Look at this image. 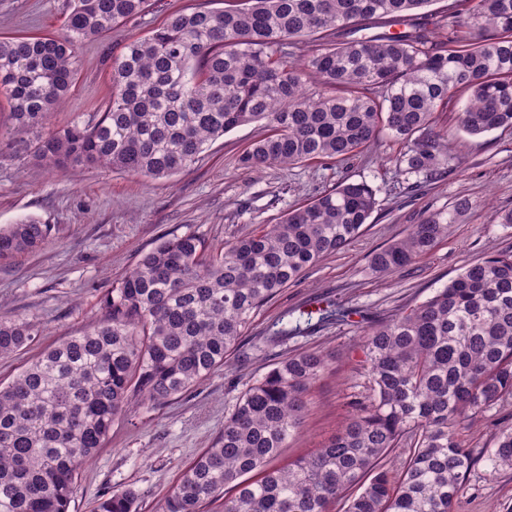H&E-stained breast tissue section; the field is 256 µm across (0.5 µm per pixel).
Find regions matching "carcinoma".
Wrapping results in <instances>:
<instances>
[{
    "instance_id": "1",
    "label": "carcinoma",
    "mask_w": 512,
    "mask_h": 512,
    "mask_svg": "<svg viewBox=\"0 0 512 512\" xmlns=\"http://www.w3.org/2000/svg\"><path fill=\"white\" fill-rule=\"evenodd\" d=\"M431 0H225L222 10L172 13L112 57V95L88 124L52 129L82 42L142 13L147 0H73L54 36L0 40V95L10 134L36 138L51 168L101 165L171 178L237 127L268 133L239 157L260 169L344 162L383 132L399 167L436 178L452 160L436 117L460 90L472 136L512 128V0H453L443 19ZM395 26L399 32H391ZM425 216L404 238L373 251L391 273L448 235L461 210ZM379 207L368 182L344 179L276 224L217 252L185 234L142 254L103 300V319L69 336L0 385V512H68L79 470L135 401L161 407L224 366L259 307L308 268L349 245ZM51 227L30 217L0 226V261L44 244ZM290 312L268 342L343 318L334 304ZM36 326L0 319V357L30 346ZM370 379L359 404L325 445L289 464L281 448L328 368L319 352L275 363L238 398L211 447L187 467L162 512H456L481 460L494 479L512 469V424L475 458L461 431L512 397V252L467 266L426 300L365 327ZM409 453L387 466L398 448ZM131 489L101 496L93 512H137Z\"/></svg>"
}]
</instances>
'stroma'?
<instances>
[{"mask_svg":"<svg viewBox=\"0 0 512 512\" xmlns=\"http://www.w3.org/2000/svg\"><path fill=\"white\" fill-rule=\"evenodd\" d=\"M67 6L68 0H0V36L55 33ZM200 6L220 10L224 0H149L144 13L112 34L80 44L75 79L50 126L90 123L109 99L112 56L171 13ZM466 99V93H457L438 117L439 126L453 136L450 172L418 185L399 168V147L384 133L342 163L242 168L240 154L267 133L261 122L226 133L189 169L169 179L104 166L56 172L34 159L33 138L10 136L11 107L0 98V225L33 216L52 228L41 248L0 261V317L23 316L40 331L37 342L0 358L2 382L46 348L96 325L104 315L105 295L162 240L191 233L207 249L223 248L225 242L278 223L345 177L370 183L379 200L357 238L254 314L223 368L162 407H134L115 419L103 447L79 472L70 512H92L97 496L129 488L138 495V512H161L184 470L222 431L241 392L280 358L318 351L327 356L329 368L310 386L307 411L279 461L307 454L334 435L368 393V377L359 364L362 327L426 300L473 261L512 251V224L501 221L512 212V129L466 134L459 127ZM463 199L468 208L430 253L390 274L370 270L375 249L404 238L427 214ZM321 301L349 307L350 317L312 326L280 345L267 344L277 316ZM510 423L512 400L486 409L462 439L479 457L496 430ZM457 512H512V470L490 480L483 464H476L466 476Z\"/></svg>","mask_w":512,"mask_h":512,"instance_id":"35a3bbf8","label":"stroma"}]
</instances>
